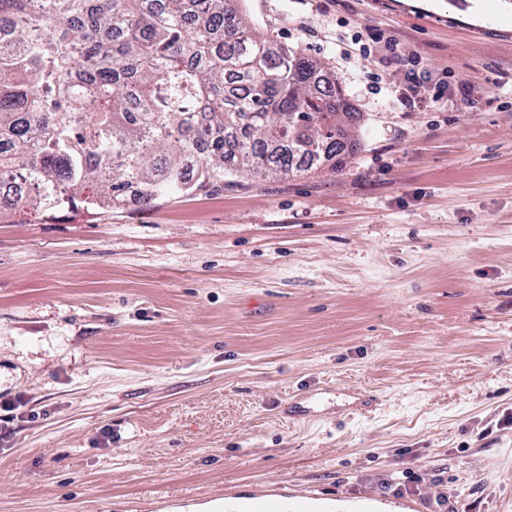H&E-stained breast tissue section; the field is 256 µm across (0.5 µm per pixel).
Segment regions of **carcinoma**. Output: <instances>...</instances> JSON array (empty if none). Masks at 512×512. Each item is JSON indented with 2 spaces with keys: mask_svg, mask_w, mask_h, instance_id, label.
Here are the masks:
<instances>
[{
  "mask_svg": "<svg viewBox=\"0 0 512 512\" xmlns=\"http://www.w3.org/2000/svg\"><path fill=\"white\" fill-rule=\"evenodd\" d=\"M361 113L235 0H0V186L8 205L151 203L224 174L342 166Z\"/></svg>",
  "mask_w": 512,
  "mask_h": 512,
  "instance_id": "cac0c4a2",
  "label": "carcinoma"
}]
</instances>
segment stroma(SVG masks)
I'll list each match as a JSON object with an SVG mask.
<instances>
[{
    "mask_svg": "<svg viewBox=\"0 0 512 512\" xmlns=\"http://www.w3.org/2000/svg\"><path fill=\"white\" fill-rule=\"evenodd\" d=\"M242 9L341 84L358 149L148 205L0 208V512H173L275 479L334 512H512V19ZM372 33L443 99L406 111Z\"/></svg>",
    "mask_w": 512,
    "mask_h": 512,
    "instance_id": "obj_1",
    "label": "stroma"
}]
</instances>
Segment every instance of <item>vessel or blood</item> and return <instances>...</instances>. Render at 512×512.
Listing matches in <instances>:
<instances>
[{
  "instance_id": "obj_1",
  "label": "vessel or blood",
  "mask_w": 512,
  "mask_h": 512,
  "mask_svg": "<svg viewBox=\"0 0 512 512\" xmlns=\"http://www.w3.org/2000/svg\"><path fill=\"white\" fill-rule=\"evenodd\" d=\"M333 502V496L322 492L291 491L271 482L244 491L228 487L214 498L220 512H333Z\"/></svg>"
}]
</instances>
